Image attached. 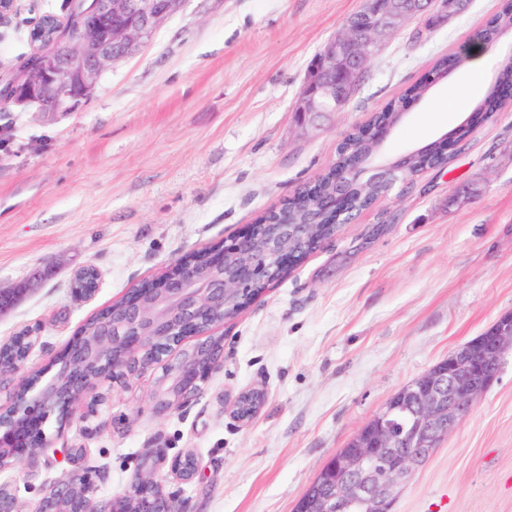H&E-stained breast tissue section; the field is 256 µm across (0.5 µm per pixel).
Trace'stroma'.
Segmentation results:
<instances>
[{
	"label": "stroma",
	"instance_id": "35a3bbf8",
	"mask_svg": "<svg viewBox=\"0 0 512 512\" xmlns=\"http://www.w3.org/2000/svg\"><path fill=\"white\" fill-rule=\"evenodd\" d=\"M362 0H185L126 61L107 68L93 97L54 115L0 105V289L44 278L0 315V342L36 329L21 376L50 381L77 330L182 255L240 233L331 167L337 146L448 52L483 53L410 104L389 136L394 157L431 142L474 110L511 42L476 34L504 0H470L443 22L413 18L386 37L360 90L320 129L301 135L292 112L315 54ZM66 0H17L0 23V76L30 55L31 21L64 16ZM443 120H436L439 106ZM392 190L343 225L283 281L224 326V364L167 416L149 395L153 366L110 395L100 431L49 415V451L0 468L22 512L75 467L93 502L126 491L146 454L194 451L198 470L158 478L179 512H294L319 469L398 390L512 312V107L476 123L445 168ZM476 183L471 203L448 195ZM97 294L73 300L82 265ZM261 386L250 424L226 395ZM86 455L74 465L66 448ZM394 512H512V350L498 380L401 487Z\"/></svg>",
	"mask_w": 512,
	"mask_h": 512
}]
</instances>
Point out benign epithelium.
<instances>
[{
    "label": "benign epithelium",
    "instance_id": "benign-epithelium-1",
    "mask_svg": "<svg viewBox=\"0 0 512 512\" xmlns=\"http://www.w3.org/2000/svg\"><path fill=\"white\" fill-rule=\"evenodd\" d=\"M76 40L58 41L37 52L35 61L10 78L7 104L40 113L69 112L89 101L103 71L131 56L145 45L185 0H82ZM405 10L399 0H363L366 9L348 19L343 30L321 49L317 68L308 73L293 110L301 133L319 128L320 117L339 112L364 82L382 39L401 23L422 12L438 21L459 13V0H410ZM414 152L394 159L384 173L351 159L336 168L338 191L326 206L336 216L344 209L343 184L352 176L367 182L385 181L386 190L408 185L418 176ZM263 243L252 264L224 275L225 253L252 252ZM211 272L182 261L175 272L153 288H132L123 305L98 317L99 334L91 340L77 333L63 356L91 357L112 366L110 378L123 383L142 365L164 363L163 373L151 394L153 412L163 417L197 396L224 361V349L211 353L204 369L193 354L203 342L234 318L239 309L227 308L229 299L247 290L272 265L291 272L295 265L288 245V210L279 224H252L242 234L215 244L209 252ZM224 308V321L209 320L212 310ZM194 345L176 358L164 357L190 339ZM512 349V313L500 316L480 338L468 341L418 379L395 393L362 426L345 448L321 468L297 502V512H391L398 489L418 471L471 411L474 402L498 379L501 359ZM172 385L176 401L162 389ZM97 381L80 378L71 369L61 370L43 387L28 386L27 393L7 413L0 412V465L28 461L49 447L43 429L34 432L30 421L43 423L58 413L64 425L83 404L84 431L97 432L94 419L106 397L89 396ZM171 473L190 481L196 474L192 454L171 461ZM94 492L86 473H75L54 486L39 504V512H85L84 501ZM103 512H176L172 498L155 479V463L147 461L130 488L112 498Z\"/></svg>",
    "mask_w": 512,
    "mask_h": 512
}]
</instances>
